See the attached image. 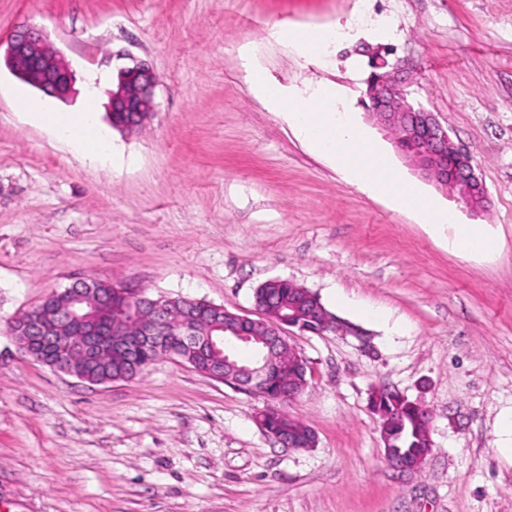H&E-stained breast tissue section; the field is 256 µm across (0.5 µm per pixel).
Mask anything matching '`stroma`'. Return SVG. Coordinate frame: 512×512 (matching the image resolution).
Instances as JSON below:
<instances>
[{"label": "stroma", "mask_w": 512, "mask_h": 512, "mask_svg": "<svg viewBox=\"0 0 512 512\" xmlns=\"http://www.w3.org/2000/svg\"><path fill=\"white\" fill-rule=\"evenodd\" d=\"M335 26L306 56L279 30ZM37 31L75 73L68 101L0 66V512H512V0H0V41ZM413 68L409 98L470 151L489 197L479 214L425 179L360 98V45ZM155 73L132 135L105 106L124 58ZM329 91L402 177L504 244L458 256L299 140L247 81ZM99 108L113 148L89 159L22 108ZM92 277L154 298L189 297L257 318L254 292L285 279L342 330L291 331L308 386L283 408L312 429L286 448L253 393L164 358L91 385L21 356L10 321ZM384 309L388 323L358 308ZM432 416L423 467L393 468L372 393Z\"/></svg>", "instance_id": "35a3bbf8"}]
</instances>
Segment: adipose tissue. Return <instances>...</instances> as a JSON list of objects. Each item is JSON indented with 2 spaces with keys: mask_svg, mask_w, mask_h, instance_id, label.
<instances>
[{
  "mask_svg": "<svg viewBox=\"0 0 512 512\" xmlns=\"http://www.w3.org/2000/svg\"><path fill=\"white\" fill-rule=\"evenodd\" d=\"M249 83L279 107L305 141L334 160L352 178L378 196L394 200L416 213L433 228L452 225L453 235L448 242L452 251L485 255L501 250V241L487 236L480 226L457 223L452 213L438 210L428 197L399 175L350 116L333 112L328 99L302 100L285 95L259 71L250 74ZM94 108V102L90 101L85 112L72 115L43 111L36 102L27 106L28 112L38 115L44 124L59 131L92 157L104 153L108 143L102 128L90 119Z\"/></svg>",
  "mask_w": 512,
  "mask_h": 512,
  "instance_id": "1",
  "label": "adipose tissue"
}]
</instances>
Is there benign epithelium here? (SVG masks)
<instances>
[{
	"instance_id": "obj_1",
	"label": "benign epithelium",
	"mask_w": 512,
	"mask_h": 512,
	"mask_svg": "<svg viewBox=\"0 0 512 512\" xmlns=\"http://www.w3.org/2000/svg\"><path fill=\"white\" fill-rule=\"evenodd\" d=\"M373 57L374 71L367 83L366 95L378 122L385 127L402 131L399 145L407 150L414 165L427 178L451 189L458 203L472 213L483 211L488 204L487 190L475 172L470 153L455 143L448 131L433 113L412 103L403 89L405 63L376 57L377 51L367 50ZM5 62L23 82L61 100L73 92L75 74L61 56L35 32L18 31L10 39ZM155 86L153 71L140 62L119 68L115 84L109 92L108 111L112 125L123 130L138 126L141 115L152 109V90ZM95 278H78L65 288L66 302L48 316L32 315L25 333L14 337L18 352L36 360L54 371L72 374L91 385L97 378L78 372L73 364L90 360L114 348H134L141 342L160 340L166 330H173L167 306L159 299L145 296V292L116 284L108 288L96 287ZM122 297L128 307L136 312V336L128 332H112V324L100 319V311L112 307V296ZM295 326L294 315L288 320L272 323L263 336L247 333L239 327L230 329L234 340H254L261 345L267 362L275 355H286L291 363L304 370L307 364L288 341L287 329ZM208 377L246 389L257 394L262 391L263 367L254 368L231 363L222 373ZM278 443L288 448H308L315 442V435L300 437L296 433H270ZM389 461L401 470H417L432 453L431 439L417 454L406 458L394 454L390 437L382 433Z\"/></svg>"
}]
</instances>
